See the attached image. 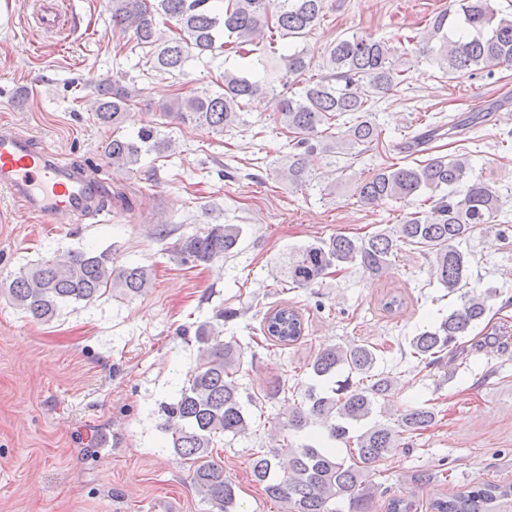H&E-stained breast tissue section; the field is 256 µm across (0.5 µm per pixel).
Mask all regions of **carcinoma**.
I'll return each mask as SVG.
<instances>
[{
	"mask_svg": "<svg viewBox=\"0 0 512 512\" xmlns=\"http://www.w3.org/2000/svg\"><path fill=\"white\" fill-rule=\"evenodd\" d=\"M113 25L129 32L135 46L148 50L151 68L174 74L186 59L233 53L250 58L257 35L269 34L266 52L251 58L249 67L224 69L221 92L194 91L162 106L160 116L174 117L215 133L246 124L242 112L260 99L271 97L273 122L287 129L288 165L277 175L295 186L317 178L315 166H336V156L357 157L379 142L382 130L373 117V103L406 82L398 68L396 50L383 38H340L323 53L321 73L306 76L315 67L308 39L325 15L327 0H108ZM174 22L176 34L155 48V16ZM417 50L434 58L448 79L492 73L512 64V14L502 15L492 0H452L428 23ZM282 90H277L275 83ZM94 95L97 119L117 128L134 94L121 76L86 82ZM347 118L351 126L340 137L329 132L333 122ZM173 141L157 127H142L134 138L112 136L104 158L116 171H129L144 153H168ZM469 161L459 155L431 156L415 165L394 164L356 180L355 195L363 207L387 200H410L426 192L435 204L428 214L408 212L400 223L388 225L366 238L343 234L288 254L281 266L282 282L294 288H312L331 269L351 267L380 275L405 247H414L434 264L438 282L448 292L460 293V303L448 315L411 337L402 356L426 367L439 365L454 352L459 339L481 322L497 289L479 293L465 289L468 260L457 247L460 241L501 214L499 191L482 180L466 179ZM239 224H217L204 234L186 237L178 247L184 265L197 267L224 259L242 237ZM152 286L151 269L142 265L115 266L108 250L70 251L19 269L5 288L9 302L34 320L50 322L70 303L92 302L114 294L134 298ZM301 313L286 304L275 307L263 320L264 336L281 346L303 336ZM200 355L179 400L166 409L164 430L172 448L190 463L197 494L218 512H236V485L224 473L213 450L224 437H245L252 420L244 410L238 375L244 347L221 339L219 324L205 323L195 330ZM377 347L352 343L320 351L308 369L317 379L304 399L290 410L283 429L303 432L316 425L327 438L345 445L329 448L312 438L297 447L285 440L276 451L253 453L249 469L253 482L281 512H372L380 497L386 512H413V502L388 495V488L370 480L376 463L409 448V439L433 426L438 411L431 406H410L389 424L373 422L392 405L397 378L376 370ZM512 484L465 485L456 493L436 498L430 512H508Z\"/></svg>",
	"mask_w": 512,
	"mask_h": 512,
	"instance_id": "obj_1",
	"label": "carcinoma"
}]
</instances>
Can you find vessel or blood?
<instances>
[{
  "label": "vessel or blood",
  "mask_w": 512,
  "mask_h": 512,
  "mask_svg": "<svg viewBox=\"0 0 512 512\" xmlns=\"http://www.w3.org/2000/svg\"><path fill=\"white\" fill-rule=\"evenodd\" d=\"M104 184L100 175H82L33 137L0 129V189L43 222L71 224L101 211Z\"/></svg>",
  "instance_id": "b4317fda"
}]
</instances>
